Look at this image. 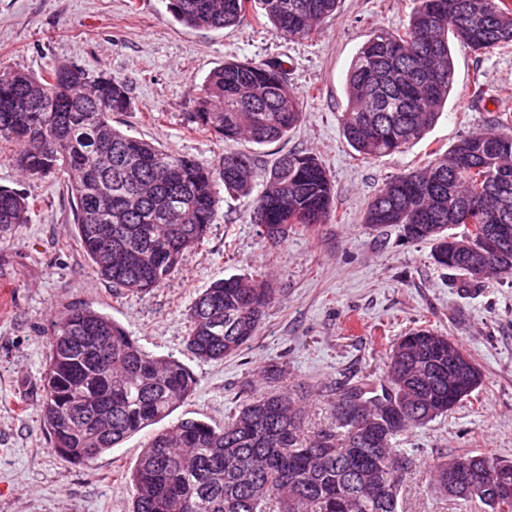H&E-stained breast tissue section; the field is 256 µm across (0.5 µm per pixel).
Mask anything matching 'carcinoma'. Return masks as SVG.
<instances>
[{"label": "carcinoma", "mask_w": 512, "mask_h": 512, "mask_svg": "<svg viewBox=\"0 0 512 512\" xmlns=\"http://www.w3.org/2000/svg\"><path fill=\"white\" fill-rule=\"evenodd\" d=\"M340 0H168L189 28L222 30L251 12L279 35L309 38L336 14ZM478 54L512 43V10L495 0H416L406 26L376 28L353 58L343 134L366 158L401 153L421 140L454 82L450 39ZM130 108L124 82L102 69L62 64L49 76L0 73V143L17 146L12 162L35 184L64 177L74 225L87 258L115 288L147 293L167 280L183 254L218 220L214 188L249 195L250 222L272 244L288 225L323 224L334 186L311 153L279 155L268 169L250 154L224 152L219 166L173 153L112 125ZM302 119L283 65L226 62L205 78L193 122L226 143L282 140ZM512 123L505 113L460 138L422 169L391 178L367 204L364 223L402 226L407 240L433 244L434 263L464 276L463 289L512 273L491 261L474 276L465 258L478 240L449 232L460 212L479 203L481 224L512 225ZM30 195L0 186V242L30 221ZM274 297L264 280L213 282L188 311L186 349L203 361L237 354L255 338ZM449 337L412 329L394 343L385 383L367 378L336 386L334 426L308 434L286 392L240 403L223 425L181 418L155 431L131 475V512H398L414 459L393 447L411 428L445 416ZM194 374L173 356L156 357L94 308L69 309L52 323L42 377V412L52 449L83 465L169 417L193 392ZM481 472L489 512L512 489V461L466 453L431 465L448 502L451 465Z\"/></svg>", "instance_id": "1"}]
</instances>
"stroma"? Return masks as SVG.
<instances>
[{
    "instance_id": "obj_1",
    "label": "stroma",
    "mask_w": 512,
    "mask_h": 512,
    "mask_svg": "<svg viewBox=\"0 0 512 512\" xmlns=\"http://www.w3.org/2000/svg\"><path fill=\"white\" fill-rule=\"evenodd\" d=\"M168 0H0V72L49 74L72 63L107 69L126 83L131 108L112 123L154 145L218 165L228 148L191 115L205 77L227 61H282L303 118L287 138L239 143L257 166L289 151L317 156L333 179L326 223L291 225L272 246L251 224L252 200L216 184L219 219L160 286L140 294L112 287L85 256L65 185L26 184L0 144V186L29 188L33 210L0 244V512H130V474L148 437L140 432L85 467L60 459L43 423L41 378L52 320L88 305L120 323L149 352L174 355L196 376L172 414L220 423L243 385L265 392L276 362L283 387L310 428L331 424L328 387L343 377L381 382L392 343L413 328L456 340L480 364L471 400L399 437L417 469L399 512H487L479 500L448 507L428 475L436 460L491 452L512 461V276L462 292L435 265L432 245L408 242L400 225L364 224L367 203L393 176L426 165L489 115H512V44L476 55L453 44V90L426 135L404 152L367 159L347 143L340 116L351 61L379 26L406 24L414 0H341L318 35L290 38L247 17L221 31L176 22ZM235 275L268 280L275 301L256 339L238 355L205 362L185 347L187 313L212 282Z\"/></svg>"
}]
</instances>
